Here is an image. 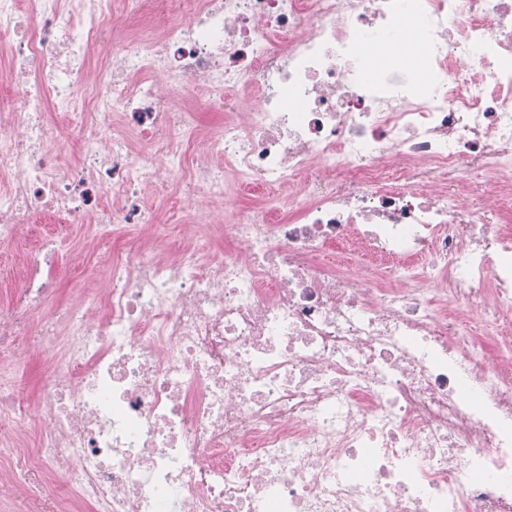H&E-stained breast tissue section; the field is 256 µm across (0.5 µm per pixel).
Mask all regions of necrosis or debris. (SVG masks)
<instances>
[{
	"instance_id": "necrosis-or-debris-1",
	"label": "necrosis or debris",
	"mask_w": 512,
	"mask_h": 512,
	"mask_svg": "<svg viewBox=\"0 0 512 512\" xmlns=\"http://www.w3.org/2000/svg\"><path fill=\"white\" fill-rule=\"evenodd\" d=\"M175 3L150 30L145 0H0V241L44 227L0 366L27 339L49 364L0 468L92 512H512V0ZM184 179L209 214L248 187L288 210L169 258L123 239L106 288L35 319L64 225L145 228L142 188ZM175 104L180 108H191L198 114V119L203 125H215L224 120V109L209 105L200 94L183 89L175 97Z\"/></svg>"
}]
</instances>
